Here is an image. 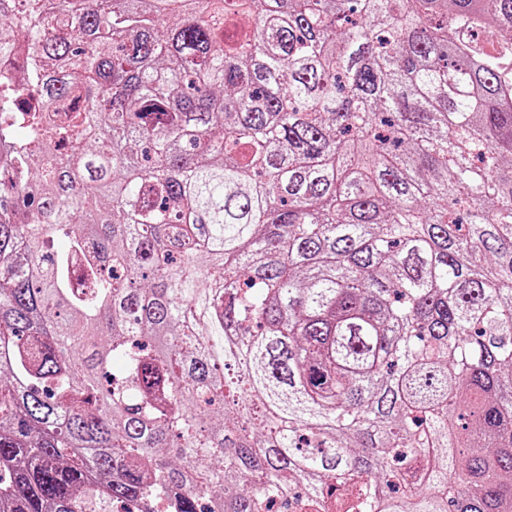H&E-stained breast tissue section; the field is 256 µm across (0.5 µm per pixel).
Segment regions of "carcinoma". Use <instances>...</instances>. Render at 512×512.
<instances>
[{"label": "carcinoma", "instance_id": "cac0c4a2", "mask_svg": "<svg viewBox=\"0 0 512 512\" xmlns=\"http://www.w3.org/2000/svg\"><path fill=\"white\" fill-rule=\"evenodd\" d=\"M506 32L0 0V512H512Z\"/></svg>", "mask_w": 512, "mask_h": 512}]
</instances>
